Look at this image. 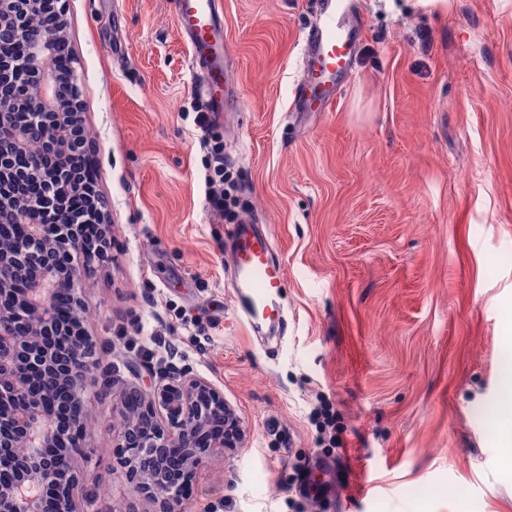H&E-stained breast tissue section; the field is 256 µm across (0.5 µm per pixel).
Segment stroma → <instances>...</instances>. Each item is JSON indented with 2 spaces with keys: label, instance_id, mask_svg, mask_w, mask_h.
<instances>
[{
  "label": "stroma",
  "instance_id": "35a3bbf8",
  "mask_svg": "<svg viewBox=\"0 0 512 512\" xmlns=\"http://www.w3.org/2000/svg\"><path fill=\"white\" fill-rule=\"evenodd\" d=\"M221 2L236 101L212 133L287 271V326L239 318L170 0H65L114 255L80 290L98 369L77 512H151L112 468V402L179 370L223 389L245 432L186 512H512V0H353V78L297 116L321 0ZM318 462L341 492L312 504Z\"/></svg>",
  "mask_w": 512,
  "mask_h": 512
}]
</instances>
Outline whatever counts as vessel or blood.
I'll list each match as a JSON object with an SVG mask.
<instances>
[{"label":"vessel or blood","mask_w":512,"mask_h":512,"mask_svg":"<svg viewBox=\"0 0 512 512\" xmlns=\"http://www.w3.org/2000/svg\"><path fill=\"white\" fill-rule=\"evenodd\" d=\"M179 30L190 46V63L201 82L199 90L214 115L227 109L229 84L224 64V22L220 0H171ZM355 41L346 22L341 0H322L320 20L305 39L303 87L293 98L294 111L312 104L329 108L336 100V81L351 76ZM273 247L263 225L250 220L234 228L231 263L236 283V301L250 327L281 321L280 290L286 271L272 257Z\"/></svg>","instance_id":"vessel-or-blood-1"}]
</instances>
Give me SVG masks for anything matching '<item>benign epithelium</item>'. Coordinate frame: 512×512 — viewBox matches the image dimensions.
Instances as JSON below:
<instances>
[{
  "label": "benign epithelium",
  "instance_id": "1",
  "mask_svg": "<svg viewBox=\"0 0 512 512\" xmlns=\"http://www.w3.org/2000/svg\"><path fill=\"white\" fill-rule=\"evenodd\" d=\"M38 0H0V20L21 31L30 45L26 58L0 46V132L10 146L41 167L48 144L57 167L43 196L46 208L59 207L67 188V159L82 150L94 156L93 143L74 141L65 129L82 118L76 111V81L64 87L57 80L56 51L64 29L33 33L28 15ZM26 71L42 89L29 104L35 120L14 122L20 95L11 92V75ZM53 224L30 221L25 237L0 243V512H45L47 499L56 512H75L72 498L78 475L74 455L82 448L85 403L91 387L88 372L91 338L80 315L79 287L84 277L110 258L112 240L94 245L74 232L80 212H64ZM42 260L41 278L20 287L27 267ZM70 296L75 314L68 325L69 355L58 366L54 332L59 320L55 299ZM139 411L128 414L127 397ZM113 408L123 416L115 448L121 468L134 488L155 504L154 512H185L186 494L196 474L226 449L238 447L244 432L221 388L185 372L123 392Z\"/></svg>",
  "mask_w": 512,
  "mask_h": 512
}]
</instances>
